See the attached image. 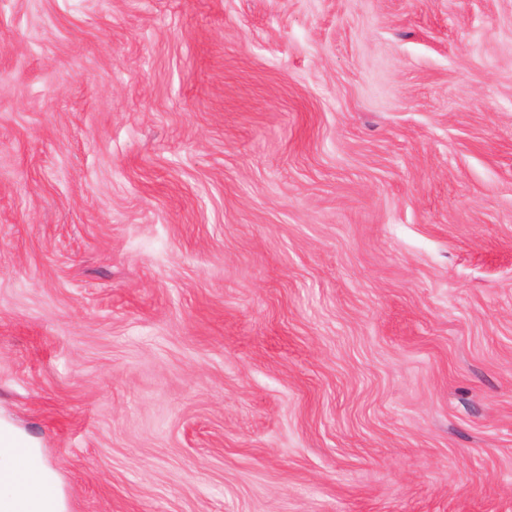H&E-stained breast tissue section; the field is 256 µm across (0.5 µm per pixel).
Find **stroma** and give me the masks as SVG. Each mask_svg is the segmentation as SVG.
I'll use <instances>...</instances> for the list:
<instances>
[{"instance_id": "35a3bbf8", "label": "stroma", "mask_w": 512, "mask_h": 512, "mask_svg": "<svg viewBox=\"0 0 512 512\" xmlns=\"http://www.w3.org/2000/svg\"><path fill=\"white\" fill-rule=\"evenodd\" d=\"M0 411L70 512H512V0H0Z\"/></svg>"}]
</instances>
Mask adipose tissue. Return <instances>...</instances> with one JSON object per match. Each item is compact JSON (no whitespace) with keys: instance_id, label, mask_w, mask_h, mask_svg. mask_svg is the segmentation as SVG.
Segmentation results:
<instances>
[{"instance_id":"1","label":"adipose tissue","mask_w":512,"mask_h":512,"mask_svg":"<svg viewBox=\"0 0 512 512\" xmlns=\"http://www.w3.org/2000/svg\"><path fill=\"white\" fill-rule=\"evenodd\" d=\"M56 471L38 443L0 417V512H69Z\"/></svg>"}]
</instances>
